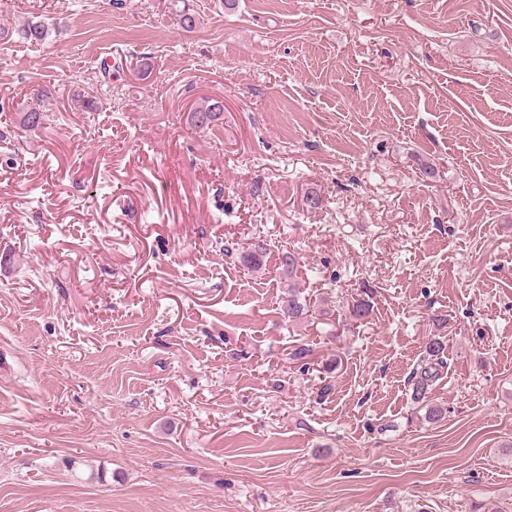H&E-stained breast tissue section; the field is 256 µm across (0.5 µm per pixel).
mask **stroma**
Returning <instances> with one entry per match:
<instances>
[{
    "instance_id": "stroma-1",
    "label": "stroma",
    "mask_w": 512,
    "mask_h": 512,
    "mask_svg": "<svg viewBox=\"0 0 512 512\" xmlns=\"http://www.w3.org/2000/svg\"><path fill=\"white\" fill-rule=\"evenodd\" d=\"M185 5L0 0V512H512V0ZM34 19H37V17L26 21L15 30L18 39L29 43L41 44L49 40L52 30L55 34L58 32L56 23H46L45 21ZM205 104L197 107L191 113V119L200 127L207 126L219 117L224 112V105L217 100L204 101ZM426 348L428 358L422 360L423 363L413 371L411 376L412 397L415 403L424 402L426 395L432 391L433 385L447 365L443 357H439L444 351L439 340L432 339Z\"/></svg>"
}]
</instances>
